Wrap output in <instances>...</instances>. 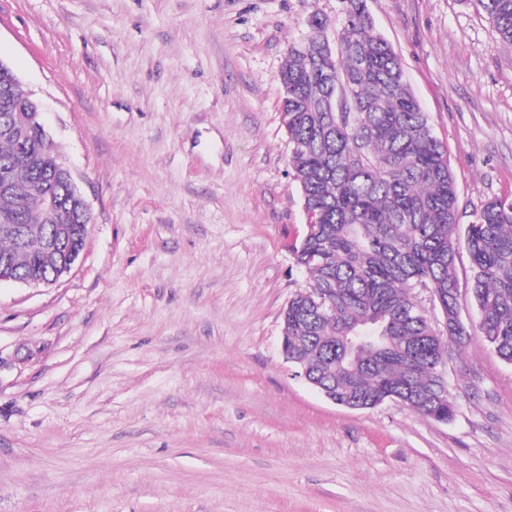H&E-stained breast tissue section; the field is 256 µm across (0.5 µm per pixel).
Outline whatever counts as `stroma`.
Masks as SVG:
<instances>
[{
    "label": "stroma",
    "mask_w": 512,
    "mask_h": 512,
    "mask_svg": "<svg viewBox=\"0 0 512 512\" xmlns=\"http://www.w3.org/2000/svg\"><path fill=\"white\" fill-rule=\"evenodd\" d=\"M456 177L512 193V47L471 0H366ZM342 0H0L94 217L51 286L0 284V512H512V365L472 340L454 417L348 409L286 362L307 282L279 74Z\"/></svg>",
    "instance_id": "1"
}]
</instances>
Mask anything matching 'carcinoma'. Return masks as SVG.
Here are the masks:
<instances>
[{
  "label": "carcinoma",
  "instance_id": "cac0c4a2",
  "mask_svg": "<svg viewBox=\"0 0 512 512\" xmlns=\"http://www.w3.org/2000/svg\"><path fill=\"white\" fill-rule=\"evenodd\" d=\"M512 44V0H470ZM330 60L313 49L327 21L308 20L306 49L288 47L280 82L289 163L304 224L291 245L308 283L284 307L288 360L336 396L374 408L386 401L437 421L455 414L436 362L476 336L512 364V194L481 207L460 229L458 192L446 147L411 92L400 57L375 31L365 0H343ZM13 134L0 137V170L20 154L27 180L0 194V223L40 230L25 246L0 235V260L46 269L42 233L63 223L39 204L54 152L30 130L26 107L0 103ZM471 261L476 318L464 322L454 268L459 245ZM429 290L438 316L413 289Z\"/></svg>",
  "mask_w": 512,
  "mask_h": 512
}]
</instances>
